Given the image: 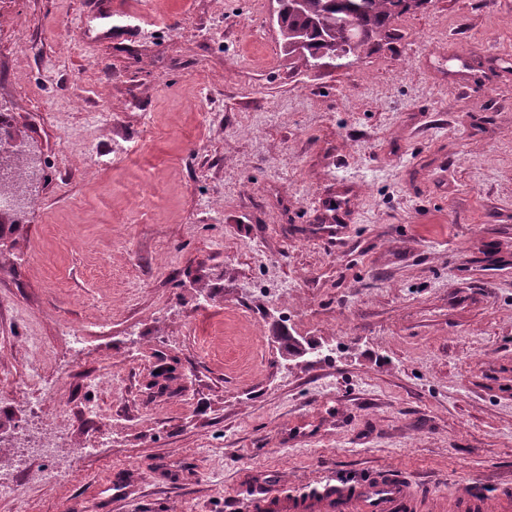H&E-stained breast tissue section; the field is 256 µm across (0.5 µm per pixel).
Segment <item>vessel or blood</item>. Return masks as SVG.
Masks as SVG:
<instances>
[{
    "label": "vessel or blood",
    "instance_id": "b4317fda",
    "mask_svg": "<svg viewBox=\"0 0 512 512\" xmlns=\"http://www.w3.org/2000/svg\"><path fill=\"white\" fill-rule=\"evenodd\" d=\"M253 512H436L433 500L416 498L401 480L380 476L345 482L336 489L301 497L284 489L267 490L253 498Z\"/></svg>",
    "mask_w": 512,
    "mask_h": 512
}]
</instances>
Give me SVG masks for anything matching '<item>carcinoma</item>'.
I'll use <instances>...</instances> for the list:
<instances>
[{"mask_svg": "<svg viewBox=\"0 0 512 512\" xmlns=\"http://www.w3.org/2000/svg\"><path fill=\"white\" fill-rule=\"evenodd\" d=\"M426 0H280L276 26L288 60L305 67L324 64L338 54L361 56L388 37L393 21ZM354 24L348 30L344 21ZM34 159L23 148L0 149V198L25 194Z\"/></svg>", "mask_w": 512, "mask_h": 512, "instance_id": "1", "label": "carcinoma"}]
</instances>
